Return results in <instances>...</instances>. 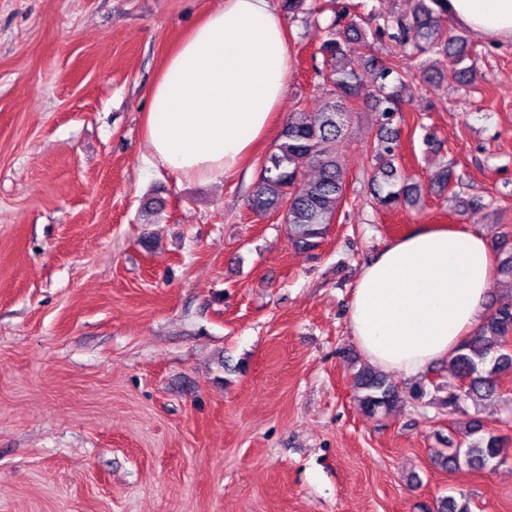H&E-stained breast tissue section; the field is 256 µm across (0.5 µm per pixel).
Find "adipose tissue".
<instances>
[{"label":"adipose tissue","instance_id":"1","mask_svg":"<svg viewBox=\"0 0 512 512\" xmlns=\"http://www.w3.org/2000/svg\"><path fill=\"white\" fill-rule=\"evenodd\" d=\"M448 16L512 42V0H448ZM289 52L272 0H220L190 26L149 90L147 167L185 181L235 174L280 115ZM492 279L481 233L421 227L363 264L348 310L352 334L371 364L418 377L476 331Z\"/></svg>","mask_w":512,"mask_h":512}]
</instances>
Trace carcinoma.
Returning a JSON list of instances; mask_svg holds the SVG:
<instances>
[{"label": "carcinoma", "mask_w": 512, "mask_h": 512, "mask_svg": "<svg viewBox=\"0 0 512 512\" xmlns=\"http://www.w3.org/2000/svg\"><path fill=\"white\" fill-rule=\"evenodd\" d=\"M448 0H415L410 14L390 15L367 29L342 4L334 11L326 38L320 45L326 93L320 112H291L276 148L263 161L260 178L247 199L256 213L285 209L284 225L295 249L309 251L321 243L342 203L346 184L343 163L336 154V142L346 133L352 112L349 101L363 95L374 101L380 135L374 147L371 184L378 207L393 211L400 203L418 200L417 186L395 162L401 151L398 129L393 127L401 112L407 78L417 71L429 82L432 56L453 51L468 56L467 42L446 36L442 22L447 18ZM388 39L402 48L393 60L372 64L356 55L354 45L371 46ZM373 69L371 89L364 92L361 69ZM512 335V295L495 300L480 329L465 339L449 360L457 378L469 380L461 390L448 384L441 408L453 416L464 411L468 400L477 401L497 394V378L512 370V349L504 346ZM358 401L369 412L388 409L402 401V391L383 374L363 369L355 375ZM499 437L483 435L448 446V463L483 468L491 461H503Z\"/></svg>", "instance_id": "cac0c4a2"}]
</instances>
